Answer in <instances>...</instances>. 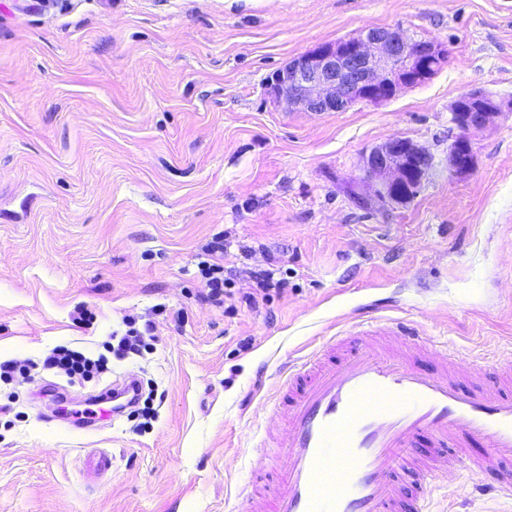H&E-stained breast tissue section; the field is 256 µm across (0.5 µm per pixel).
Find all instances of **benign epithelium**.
Wrapping results in <instances>:
<instances>
[{"label": "benign epithelium", "instance_id": "obj_1", "mask_svg": "<svg viewBox=\"0 0 512 512\" xmlns=\"http://www.w3.org/2000/svg\"><path fill=\"white\" fill-rule=\"evenodd\" d=\"M448 58L433 37L410 35L401 26H367L297 55L276 72L269 94L298 112H346L358 103L384 104L404 89L426 83ZM512 102L483 91L459 97L450 106L459 133L448 146V163L459 177L476 167L470 134L487 128ZM434 165V157L410 139L390 138L360 159L368 193L354 194L357 205L387 211L414 197Z\"/></svg>", "mask_w": 512, "mask_h": 512}]
</instances>
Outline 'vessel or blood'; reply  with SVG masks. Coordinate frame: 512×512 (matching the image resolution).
Here are the masks:
<instances>
[{
  "label": "vessel or blood",
  "instance_id": "b4317fda",
  "mask_svg": "<svg viewBox=\"0 0 512 512\" xmlns=\"http://www.w3.org/2000/svg\"><path fill=\"white\" fill-rule=\"evenodd\" d=\"M497 379L490 391L474 364L437 359L403 320L325 337L278 369V423L256 448L267 482L241 492L242 512H430L432 480L464 469L484 476L472 494L512 496V361ZM103 402L66 424L112 421Z\"/></svg>",
  "mask_w": 512,
  "mask_h": 512
}]
</instances>
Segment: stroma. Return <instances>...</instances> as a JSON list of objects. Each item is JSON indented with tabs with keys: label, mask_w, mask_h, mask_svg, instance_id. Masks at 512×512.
Segmentation results:
<instances>
[{
	"label": "stroma",
	"mask_w": 512,
	"mask_h": 512,
	"mask_svg": "<svg viewBox=\"0 0 512 512\" xmlns=\"http://www.w3.org/2000/svg\"><path fill=\"white\" fill-rule=\"evenodd\" d=\"M369 25L437 38L448 60L381 105L273 101L288 60ZM474 90L512 99V0H0V363L33 365L0 383V512H235L279 366L354 324L408 319L493 382L512 356V112L472 133L477 167L455 176L449 106ZM394 137L435 165L407 203L362 211L359 160ZM217 234L229 291L263 270L287 290L208 302ZM132 322L153 349L117 357ZM58 346L106 368L71 382L43 366ZM128 374L158 388L149 426L46 421L56 395ZM476 479H437L431 512H512L471 497Z\"/></svg>",
	"instance_id": "obj_1"
}]
</instances>
